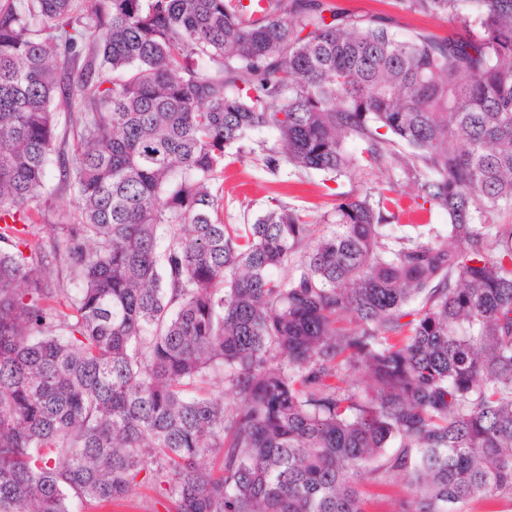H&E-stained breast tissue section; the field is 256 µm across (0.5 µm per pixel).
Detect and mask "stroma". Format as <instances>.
Wrapping results in <instances>:
<instances>
[{
  "label": "stroma",
  "instance_id": "obj_1",
  "mask_svg": "<svg viewBox=\"0 0 512 512\" xmlns=\"http://www.w3.org/2000/svg\"><path fill=\"white\" fill-rule=\"evenodd\" d=\"M335 3L343 9L392 17L395 30L402 35L426 31L444 36L452 28L451 21L442 16L407 14L398 8L396 0H335ZM277 140L276 133L269 130L253 133L248 150L226 167L217 182L223 192L225 223L249 224L266 209L279 205L296 208L316 220L331 209L336 194L357 191L366 183L378 186L387 178L386 173L378 171L360 175L356 180L345 177L333 180L318 171L300 177L285 166L269 171L262 161V149L274 146ZM45 191L49 204L39 223L40 234L44 237L49 236L60 214L74 213L77 208L75 196L60 187L57 160H50L47 166Z\"/></svg>",
  "mask_w": 512,
  "mask_h": 512
}]
</instances>
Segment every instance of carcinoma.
Returning a JSON list of instances; mask_svg holds the SVG:
<instances>
[{
  "label": "carcinoma",
  "mask_w": 512,
  "mask_h": 512,
  "mask_svg": "<svg viewBox=\"0 0 512 512\" xmlns=\"http://www.w3.org/2000/svg\"><path fill=\"white\" fill-rule=\"evenodd\" d=\"M92 2L0 0V512L143 471L175 512H366L362 481L404 483L398 512L512 504V0H396L457 23L408 37L333 0ZM58 110L78 210L47 248ZM260 129L272 172L388 180L324 231L226 224ZM403 178L444 229L398 231Z\"/></svg>",
  "instance_id": "carcinoma-1"
}]
</instances>
